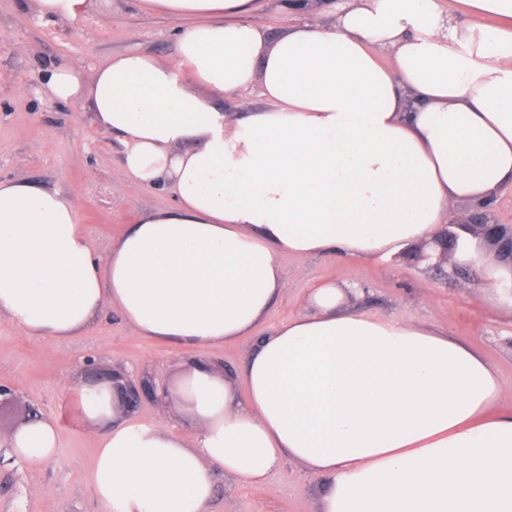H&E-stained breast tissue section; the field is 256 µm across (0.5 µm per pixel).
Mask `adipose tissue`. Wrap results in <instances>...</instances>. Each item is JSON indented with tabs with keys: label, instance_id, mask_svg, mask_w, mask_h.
I'll use <instances>...</instances> for the list:
<instances>
[{
	"label": "adipose tissue",
	"instance_id": "1",
	"mask_svg": "<svg viewBox=\"0 0 512 512\" xmlns=\"http://www.w3.org/2000/svg\"><path fill=\"white\" fill-rule=\"evenodd\" d=\"M135 0L188 18L177 64L138 51L44 90L88 101L121 148L123 185L173 194L106 256L70 194L0 180V315L29 336L82 335L112 310L136 336L193 348L161 393L191 439L136 421L109 381L74 385L103 512H211L220 477L266 484L285 461L325 479L318 512H512V413L470 344L404 314L344 309L333 282L258 336L240 374L212 354L255 333L286 279L281 255L389 258L430 240L461 200L512 186V0ZM391 51L385 66L378 50ZM258 87L264 107L225 112ZM14 454L51 461L34 417ZM264 2V8L256 13L251 21L257 26L269 30L271 33L277 32L278 28L281 27V14L278 10L280 1L267 0Z\"/></svg>",
	"mask_w": 512,
	"mask_h": 512
}]
</instances>
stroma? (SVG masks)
<instances>
[{"mask_svg": "<svg viewBox=\"0 0 512 512\" xmlns=\"http://www.w3.org/2000/svg\"><path fill=\"white\" fill-rule=\"evenodd\" d=\"M185 24L165 13L139 12L131 0H104L77 22L48 24L38 19L32 0H0V180H36L72 194L98 255L108 254L143 213L170 206L172 198L153 188L119 191L118 149L93 123L88 102L43 94L42 73L77 62L89 76L130 50L175 61L176 35ZM282 263L288 275L268 325L303 312L315 282L356 284L363 294L352 305L385 317L403 312L470 342L496 368L505 391L500 408L512 412V309L478 297L473 267L439 270L415 251L360 262L286 255ZM187 354V348L135 336L108 310L85 334L59 342L25 335L0 318V385L14 395L0 405V436L32 408L59 425L57 456L41 465L17 459L0 443V512H101L92 486L98 440L78 419L73 379L121 371L167 385ZM321 485L290 461L262 486L221 481L212 512H316Z\"/></svg>", "mask_w": 512, "mask_h": 512, "instance_id": "stroma-1", "label": "stroma"}]
</instances>
